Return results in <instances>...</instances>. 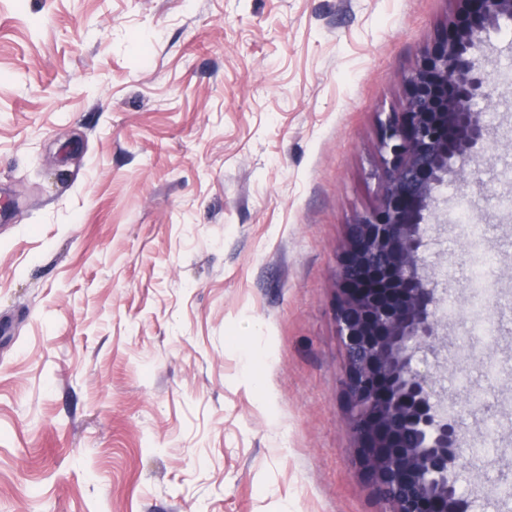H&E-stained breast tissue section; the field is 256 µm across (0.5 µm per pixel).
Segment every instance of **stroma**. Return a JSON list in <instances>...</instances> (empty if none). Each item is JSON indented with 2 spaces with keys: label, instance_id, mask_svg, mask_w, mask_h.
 <instances>
[{
  "label": "stroma",
  "instance_id": "obj_1",
  "mask_svg": "<svg viewBox=\"0 0 512 512\" xmlns=\"http://www.w3.org/2000/svg\"><path fill=\"white\" fill-rule=\"evenodd\" d=\"M452 10L0 0V512H385L344 423L335 271L378 202L380 119ZM490 43L506 130L512 25ZM491 191L498 343L418 368L451 403L459 373L485 390L503 447L457 483L507 512L512 183ZM427 234L463 327L468 244Z\"/></svg>",
  "mask_w": 512,
  "mask_h": 512
}]
</instances>
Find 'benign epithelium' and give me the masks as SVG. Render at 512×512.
Listing matches in <instances>:
<instances>
[{
	"label": "benign epithelium",
	"mask_w": 512,
	"mask_h": 512,
	"mask_svg": "<svg viewBox=\"0 0 512 512\" xmlns=\"http://www.w3.org/2000/svg\"><path fill=\"white\" fill-rule=\"evenodd\" d=\"M454 2L435 45L405 78L401 110L381 122L378 203L347 225L336 269L346 426L386 512H474L476 503L458 492L452 473L467 454L461 422L448 415L436 380L416 367L419 354L447 347L448 327L422 225L450 178L486 198V154L512 145L477 109L494 89L483 48L512 22V0Z\"/></svg>",
	"instance_id": "obj_1"
}]
</instances>
